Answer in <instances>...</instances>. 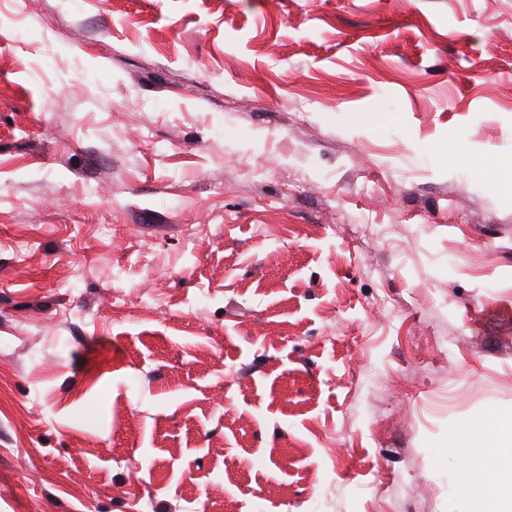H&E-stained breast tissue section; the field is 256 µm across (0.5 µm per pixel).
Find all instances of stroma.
<instances>
[{
	"label": "stroma",
	"instance_id": "35a3bbf8",
	"mask_svg": "<svg viewBox=\"0 0 512 512\" xmlns=\"http://www.w3.org/2000/svg\"><path fill=\"white\" fill-rule=\"evenodd\" d=\"M11 2L0 512H474L512 0Z\"/></svg>",
	"mask_w": 512,
	"mask_h": 512
}]
</instances>
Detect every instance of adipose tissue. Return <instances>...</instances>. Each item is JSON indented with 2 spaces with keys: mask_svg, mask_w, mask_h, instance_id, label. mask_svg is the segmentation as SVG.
I'll use <instances>...</instances> for the list:
<instances>
[{
  "mask_svg": "<svg viewBox=\"0 0 512 512\" xmlns=\"http://www.w3.org/2000/svg\"><path fill=\"white\" fill-rule=\"evenodd\" d=\"M492 442L483 447L470 443L466 435H459L455 447L464 451L462 471L467 483L482 488L480 512H512V426L503 417L492 415L487 423ZM499 474L495 484L485 482L486 471Z\"/></svg>",
  "mask_w": 512,
  "mask_h": 512,
  "instance_id": "adipose-tissue-1",
  "label": "adipose tissue"
}]
</instances>
